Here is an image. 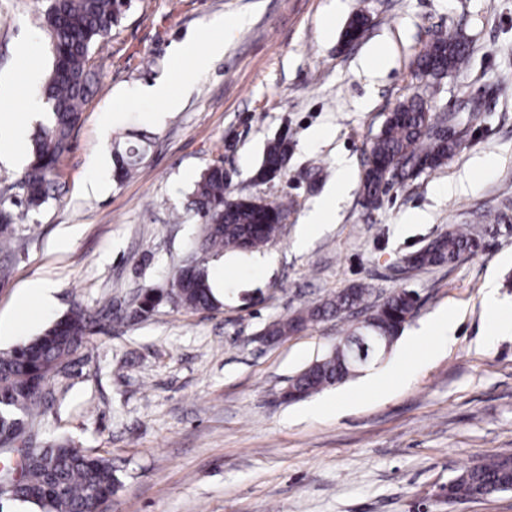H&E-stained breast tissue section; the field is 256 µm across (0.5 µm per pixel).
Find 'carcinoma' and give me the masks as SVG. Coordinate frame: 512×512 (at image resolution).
I'll return each instance as SVG.
<instances>
[{"mask_svg": "<svg viewBox=\"0 0 512 512\" xmlns=\"http://www.w3.org/2000/svg\"><path fill=\"white\" fill-rule=\"evenodd\" d=\"M130 6V0H47L42 23L50 36L52 68L45 81L44 96L52 120L39 127L30 141V159L20 180L25 211L41 207L52 198L57 177L72 145L73 133L82 119V108L91 92L94 72L90 65L93 46L108 38ZM467 49L458 42L434 39L417 58V69L435 79L461 68ZM441 119L432 122L425 101L416 95L389 113L378 133L370 139L363 163L362 193L374 207L392 183L419 175L444 164L457 144L435 131ZM149 143L129 139L114 152L113 177L122 183L146 158ZM292 146L288 138L269 142L254 180L266 183L277 178L288 164ZM232 177L221 162L208 165L195 182L191 204L201 224L181 266L165 288H146L139 294L138 310L153 313L162 304L190 310H211L221 304L213 291L209 258L224 251L260 249L281 231L287 208L250 197L232 195ZM22 216L0 211V251L11 247ZM477 247V239L463 225L439 235L415 251L414 269L452 263ZM371 291L364 284L270 324L264 335L288 336L325 316L343 317L364 305ZM417 310L410 290L390 295L370 312L372 325L382 336L398 337L406 319ZM106 315L93 313L75 303L68 313L45 326L34 338L0 351V447L19 445L22 483L15 500L36 512H103V506L121 485L110 459L55 439L40 448L30 445L28 420L39 409L42 390L63 365L96 335ZM377 351L360 352L348 336L323 358L312 362L291 379L289 387L305 399L342 383L368 365ZM491 486H512V456L499 455L462 471L448 486L446 497L480 498Z\"/></svg>", "mask_w": 512, "mask_h": 512, "instance_id": "obj_1", "label": "carcinoma"}]
</instances>
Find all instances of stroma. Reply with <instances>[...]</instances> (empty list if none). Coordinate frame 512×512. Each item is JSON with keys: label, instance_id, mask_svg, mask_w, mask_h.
<instances>
[{"label": "stroma", "instance_id": "35a3bbf8", "mask_svg": "<svg viewBox=\"0 0 512 512\" xmlns=\"http://www.w3.org/2000/svg\"><path fill=\"white\" fill-rule=\"evenodd\" d=\"M45 0H0V142L49 123L42 86L51 70L41 25ZM363 37L343 43L349 21ZM439 31L468 45L459 71L430 85L413 63ZM221 57L199 67L178 110L139 85L175 80L193 59H176L186 38ZM376 78L360 66L377 46ZM97 81L73 134L54 198L30 213L0 282V321L19 294L48 281L53 302L33 307L0 350L36 336L74 302L113 304L121 319L99 333L65 373L31 424L40 441L70 440L111 459L122 484L108 512H512V491L444 502L463 469L512 455V332L488 337L482 290L494 282L512 309V0H132L121 24L92 52ZM421 96L435 117L451 116L458 146L448 162L394 182L363 205L364 151L386 115ZM151 147L137 172L113 180L112 149L127 131ZM291 139L281 176L253 180L266 144ZM235 195L289 199L282 235L260 252H224L210 272L224 295L215 310L161 305L138 315L142 289L166 286L199 223L190 192L214 160ZM347 160L352 185L331 203L322 230L303 221L336 186ZM459 224L480 248L452 264L405 271L400 260ZM75 237L57 244L61 227ZM370 304L406 289L420 300L406 332L441 308L457 314L455 341L438 356L410 348L405 334L358 376L306 399L282 398L290 378L356 332L360 318H329L265 344L261 333L301 307L352 285ZM413 377L381 392L365 377L398 360ZM347 391L350 414L307 415Z\"/></svg>", "mask_w": 512, "mask_h": 512}]
</instances>
